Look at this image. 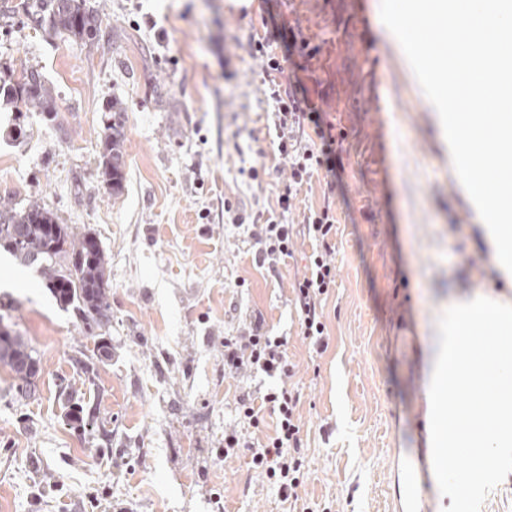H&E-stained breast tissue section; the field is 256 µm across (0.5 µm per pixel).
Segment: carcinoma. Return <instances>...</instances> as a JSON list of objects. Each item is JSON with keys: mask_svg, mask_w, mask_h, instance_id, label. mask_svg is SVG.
<instances>
[{"mask_svg": "<svg viewBox=\"0 0 512 512\" xmlns=\"http://www.w3.org/2000/svg\"><path fill=\"white\" fill-rule=\"evenodd\" d=\"M20 8L27 23L46 38L67 36L94 45L102 18L88 0H23ZM0 100L15 111H56L55 96L36 69L16 78L0 76ZM104 122L99 166L110 194L117 198L125 188V108L114 100ZM91 234H77L58 221L46 206L34 201L18 206L0 200V248L22 266L34 269L61 309L73 310L82 319L101 317L109 310L107 268L104 249L93 248ZM33 349L23 337L13 335L4 349V359L25 391L36 374Z\"/></svg>", "mask_w": 512, "mask_h": 512, "instance_id": "cac0c4a2", "label": "carcinoma"}]
</instances>
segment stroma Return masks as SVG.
Wrapping results in <instances>:
<instances>
[{
    "instance_id": "stroma-1",
    "label": "stroma",
    "mask_w": 512,
    "mask_h": 512,
    "mask_svg": "<svg viewBox=\"0 0 512 512\" xmlns=\"http://www.w3.org/2000/svg\"><path fill=\"white\" fill-rule=\"evenodd\" d=\"M0 0V69H37L57 112L21 116L0 103V197L37 201L110 257V309L97 329L58 307L34 272L0 251V318L34 348L22 396L0 362V512H388L389 455L424 445L432 346L457 294L512 304V278L458 179L438 113L380 0H90L101 40L48 39ZM276 17L287 52L280 81L303 62L342 133L341 181L325 172L288 215H336V285L324 301L328 350L312 357L292 285L309 241L277 274L224 226V205L274 208L289 162L273 143L265 57L250 48ZM316 48L304 59L302 43ZM123 103L126 182L112 198L99 140ZM265 166L260 180L245 170ZM262 315L287 336L308 448L299 506L282 504L247 466L223 459L231 404L247 387L224 372V338ZM93 417L69 420L71 406Z\"/></svg>"
}]
</instances>
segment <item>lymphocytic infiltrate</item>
Returning <instances> with one entry per match:
<instances>
[{
	"label": "lymphocytic infiltrate",
	"instance_id": "1",
	"mask_svg": "<svg viewBox=\"0 0 512 512\" xmlns=\"http://www.w3.org/2000/svg\"><path fill=\"white\" fill-rule=\"evenodd\" d=\"M267 93L274 100V128L279 155L291 163L290 177L277 197L278 214L263 223H245L238 213H230L233 228L246 232L256 249L255 262L276 271L281 260L291 257L298 237L313 245L309 265L301 279L292 286L293 303L299 316L303 339L313 352L323 354L328 348V334L323 320L322 300L336 284L332 263L336 236V218L331 207L310 212L304 224L289 223L288 213L298 189L311 173L322 170L335 174L339 161V143L333 123L324 121L323 110L309 96L303 80L282 86L269 80ZM313 125L317 141H299L297 129ZM224 368L229 372L264 373L273 385L244 391L234 398V425L224 432V456L248 457L254 473L273 487L281 501H298L304 478L301 394L291 379L295 367L288 356V339L277 336L257 319L240 335L224 339ZM274 424H267V417Z\"/></svg>",
	"mask_w": 512,
	"mask_h": 512
}]
</instances>
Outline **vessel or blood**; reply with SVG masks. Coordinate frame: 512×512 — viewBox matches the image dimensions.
<instances>
[{"label":"vessel or blood","instance_id":"b4317fda","mask_svg":"<svg viewBox=\"0 0 512 512\" xmlns=\"http://www.w3.org/2000/svg\"><path fill=\"white\" fill-rule=\"evenodd\" d=\"M404 485L403 494L391 497L390 512H432L438 486L429 449L422 448L397 468Z\"/></svg>","mask_w":512,"mask_h":512}]
</instances>
